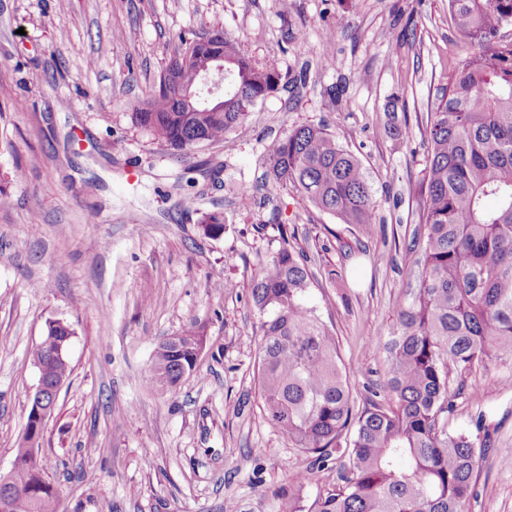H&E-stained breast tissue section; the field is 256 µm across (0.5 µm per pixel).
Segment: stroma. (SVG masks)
Listing matches in <instances>:
<instances>
[{
  "label": "stroma",
  "mask_w": 512,
  "mask_h": 512,
  "mask_svg": "<svg viewBox=\"0 0 512 512\" xmlns=\"http://www.w3.org/2000/svg\"><path fill=\"white\" fill-rule=\"evenodd\" d=\"M222 30L281 75L260 122L177 152L136 125L181 38ZM462 38L448 0H0V475L13 466L45 324L70 326L72 373L40 443L61 512H275L336 485L259 407L260 316L251 284L301 251L307 299L339 339L357 404L386 370L383 344L418 274L428 114ZM330 48L336 60L323 69ZM306 124L361 162L370 236L265 177L264 152ZM249 194H241V185ZM196 198L194 209L181 205ZM224 214L205 236L199 210ZM287 225L280 237L278 225ZM336 278H329V270ZM200 325L196 371L167 394L148 374L159 341ZM452 430L483 418L493 443L471 512H512V361L452 377ZM310 471L303 486L292 473Z\"/></svg>",
  "instance_id": "obj_1"
}]
</instances>
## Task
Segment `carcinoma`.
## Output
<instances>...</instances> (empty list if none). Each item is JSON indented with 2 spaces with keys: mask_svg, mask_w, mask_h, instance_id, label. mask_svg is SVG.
<instances>
[{
  "mask_svg": "<svg viewBox=\"0 0 512 512\" xmlns=\"http://www.w3.org/2000/svg\"><path fill=\"white\" fill-rule=\"evenodd\" d=\"M466 41V57L429 119V158L420 186L418 227L406 248L420 273L407 291L384 345L387 369L375 401L355 407L338 341L306 304L312 274L304 254L280 248L253 280L261 319L258 390L266 421L323 468L345 458L340 483L310 506L282 494L277 512H470L478 497L474 471L482 449L464 432H448L452 373L512 357V0H448ZM184 42L158 86L132 113L135 124L176 150L210 143L245 122L281 81L259 68L224 35V111L184 112L166 85L178 58L203 49ZM268 177L291 186L315 208L372 234L377 210L358 158L326 128L301 125L265 151ZM493 199L490 208L486 201ZM208 237L224 232V215L202 214ZM203 333L191 325L160 341L149 370L152 390L172 392L198 365ZM32 362L51 381L71 373L68 357L41 342ZM10 485L24 497L15 512H59V495L28 444L16 449Z\"/></svg>",
  "mask_w": 512,
  "mask_h": 512,
  "instance_id": "1",
  "label": "carcinoma"
}]
</instances>
